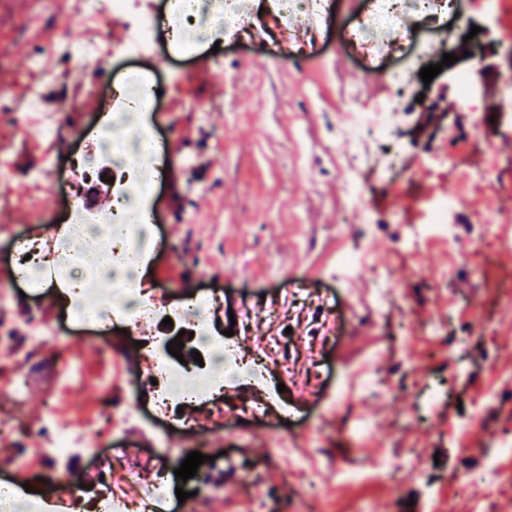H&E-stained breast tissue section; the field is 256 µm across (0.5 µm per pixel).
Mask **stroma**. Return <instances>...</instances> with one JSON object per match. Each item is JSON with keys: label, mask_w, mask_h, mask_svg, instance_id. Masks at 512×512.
I'll use <instances>...</instances> for the list:
<instances>
[{"label": "stroma", "mask_w": 512, "mask_h": 512, "mask_svg": "<svg viewBox=\"0 0 512 512\" xmlns=\"http://www.w3.org/2000/svg\"><path fill=\"white\" fill-rule=\"evenodd\" d=\"M14 10L0 0V72L15 77L0 97V155L10 168L0 198L14 207V231L62 223L68 204V161L57 141L76 151L100 120L85 110L107 87L93 69L68 59L62 35L94 38L110 49L112 73L153 75L165 90L155 122L170 142L167 174L155 195L160 235L169 251L144 270L169 290L220 289L223 306L212 320L233 330L234 341L260 352L271 378L285 391L267 396L251 387L224 394L221 439L202 447L208 460L187 488L205 490L194 512H512V112L498 108L504 74L512 70V0H499L489 21L481 0H462L452 32L432 41L429 61L456 60L430 83H416L422 105L404 113L395 146L413 182L396 178L364 187L380 224L364 228L344 212L346 177L336 159L338 108L359 94L373 104L388 95L377 72H363L338 43L354 16L338 0L335 27L320 51L290 58L273 45L243 42L216 55L202 48L179 59L165 47L133 60L115 53L120 23L86 17L80 0H25ZM478 68L477 112L457 105L452 77ZM39 84L44 110L67 106L59 140H47L28 120L25 95ZM205 103L202 112L193 111ZM448 156L434 170L424 158ZM57 156L48 189L31 173L44 154ZM492 171V184L479 173ZM449 193L457 198L454 243L407 240L418 229L408 219L409 198ZM364 261L346 274L338 254ZM396 284L385 308L373 304L372 269ZM58 289L16 297L13 317L41 312L76 344L91 372L101 368L89 335L63 319ZM248 314L250 328L231 319ZM30 375L28 407L39 421L52 372L24 360L0 361V385ZM376 373L379 388L355 386L353 410L328 399L349 377ZM451 383V399L422 416L424 391ZM265 416L244 418L248 406ZM291 426L283 428L280 415Z\"/></svg>", "instance_id": "stroma-1"}]
</instances>
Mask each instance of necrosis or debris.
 Here are the masks:
<instances>
[{"mask_svg": "<svg viewBox=\"0 0 512 512\" xmlns=\"http://www.w3.org/2000/svg\"><path fill=\"white\" fill-rule=\"evenodd\" d=\"M365 3L363 13L345 29L343 42L363 68L387 77L390 94L370 108L354 98L346 103L338 149L354 166L363 150L382 154L384 163L377 178L386 185L402 170L400 156L392 148L394 129L401 112L414 106V84L430 37L445 32L460 0ZM166 5L160 17L149 0H84L89 15L129 20L125 50L141 57L162 41L175 54L192 56L206 44L265 35L255 20L253 0H166ZM271 5L279 39L288 48L293 45L290 27L297 17L313 19L315 33L321 34L335 15V0H271ZM157 89V82L145 72L113 83L108 127L85 141L74 160L88 179L101 166L109 167L114 177L111 207L93 211L72 203L62 226L46 225L29 232L18 240L11 258L13 281L35 291L64 289L73 323L91 327L98 336L103 362L117 364L124 359L112 343L114 329H124L128 338L138 341L137 354L145 369L126 385L145 412L129 415L128 420L145 426L154 438L153 478L148 486H141L136 470L127 467L137 449H122L117 457L104 455L101 449L102 443L111 441L112 418L122 408L121 402L111 398L113 378H101L104 399L84 423L77 425L59 416L61 393L71 392L87 377L82 362L70 356L55 364L61 391L48 397L37 425H30L22 410L26 378L12 380L0 395V445L13 448L17 472L40 466L43 479L55 491L54 498L24 503L12 485L0 484V512H159V503L173 490L169 469L173 451L167 446L170 430L191 437L201 433L194 420L177 414V405L190 401L209 407L215 416L210 433L215 436L223 428L225 367L234 368L236 380L266 381L261 364L245 362L234 345L214 331L210 314L223 304L222 293L207 290L169 299L155 283L138 276L140 263L153 252L158 238L153 197L161 173L151 150L160 140L152 121L160 102ZM86 239L94 240V251L87 256L72 253L71 244ZM13 300V289H0V358L34 357L45 347L61 343L58 325L36 314L29 315L23 330H16L7 317ZM167 317L174 328L192 333L202 364H181L168 350L170 336L153 334V327L161 326ZM84 461L95 462L96 468L89 482L79 487L71 477Z\"/></svg>", "mask_w": 512, "mask_h": 512, "instance_id": "obj_1", "label": "necrosis or debris"}]
</instances>
